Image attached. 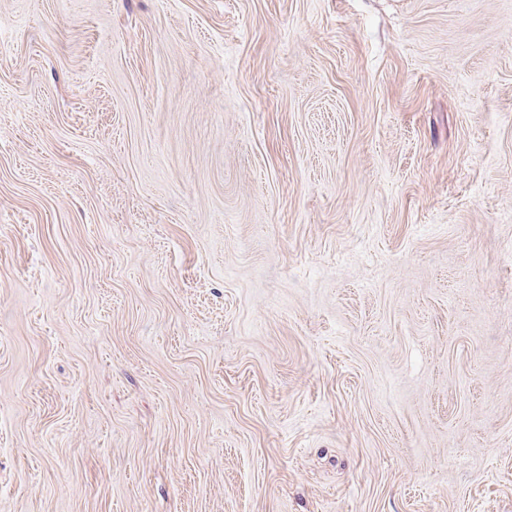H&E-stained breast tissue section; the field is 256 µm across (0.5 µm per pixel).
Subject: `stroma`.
<instances>
[{
	"label": "stroma",
	"mask_w": 512,
	"mask_h": 512,
	"mask_svg": "<svg viewBox=\"0 0 512 512\" xmlns=\"http://www.w3.org/2000/svg\"><path fill=\"white\" fill-rule=\"evenodd\" d=\"M0 512H512V0H0Z\"/></svg>",
	"instance_id": "obj_1"
}]
</instances>
